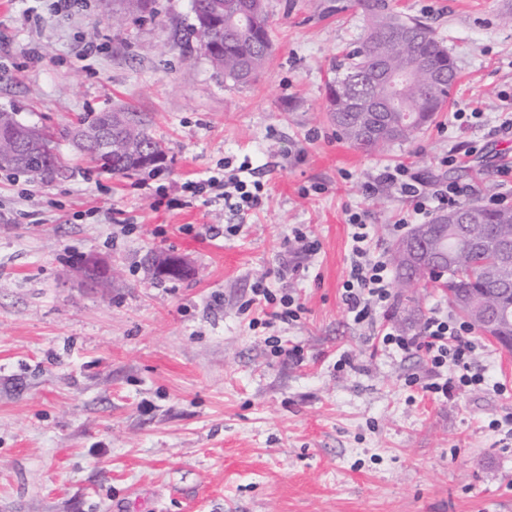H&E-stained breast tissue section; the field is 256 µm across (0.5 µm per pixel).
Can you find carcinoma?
<instances>
[{"instance_id": "1", "label": "carcinoma", "mask_w": 512, "mask_h": 512, "mask_svg": "<svg viewBox=\"0 0 512 512\" xmlns=\"http://www.w3.org/2000/svg\"><path fill=\"white\" fill-rule=\"evenodd\" d=\"M210 14L224 17V51L210 60L224 79L246 85L256 81L269 49L270 17L264 0H196ZM153 0H112L108 21L121 29L128 21L153 14ZM357 8L366 21L360 44L346 55L344 72L330 85V119L353 146L371 154L416 137L446 104L458 79L455 62L443 42L425 23L389 11L386 0H336L334 10ZM137 128L131 135L148 146L158 144L149 124L133 111ZM84 157L94 167L115 176L151 173L115 157L102 163L97 147L89 146ZM471 213L473 223L464 233L421 236L413 228L407 238L392 245L391 254L402 291L439 283L448 295V306L483 336L512 351V254L502 260L497 246L512 242V208H489L468 203L449 212ZM452 260L442 270L426 268L415 275L397 255L410 241Z\"/></svg>"}]
</instances>
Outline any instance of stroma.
<instances>
[{
  "instance_id": "stroma-1",
  "label": "stroma",
  "mask_w": 512,
  "mask_h": 512,
  "mask_svg": "<svg viewBox=\"0 0 512 512\" xmlns=\"http://www.w3.org/2000/svg\"><path fill=\"white\" fill-rule=\"evenodd\" d=\"M334 3L266 0L272 52L237 85L189 37L191 0H156V17L120 31L103 0L60 13L0 0V108L61 127L130 107L167 151L153 176L99 172L64 141L68 179L0 170V512H512V352L477 337L488 385L436 398L423 355L379 347L342 297L348 211L366 212L386 253L412 209L396 190L365 193L384 167L458 182L468 201L500 184L512 0H388L444 40L459 78L436 122L383 155L329 119L328 86L363 34L359 12ZM468 99L484 118L462 130L453 112ZM470 143V168L435 170ZM246 160L266 189L246 217L187 188ZM296 228L316 253L289 250ZM87 254L111 264L110 285L84 286ZM156 254L186 275H158ZM285 264L294 275L280 277ZM259 282L290 292L298 321L253 325ZM434 311L448 301L424 288L379 320L415 333ZM271 336L303 362L273 355Z\"/></svg>"
}]
</instances>
